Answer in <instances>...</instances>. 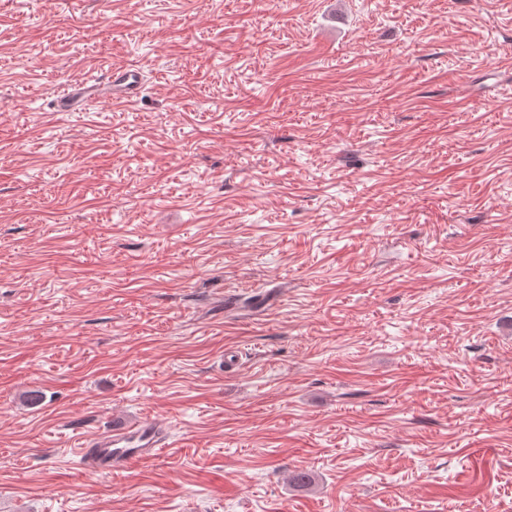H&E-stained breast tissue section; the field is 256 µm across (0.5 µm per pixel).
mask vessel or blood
Segmentation results:
<instances>
[{
  "mask_svg": "<svg viewBox=\"0 0 512 512\" xmlns=\"http://www.w3.org/2000/svg\"><path fill=\"white\" fill-rule=\"evenodd\" d=\"M142 80L140 70L126 68L102 75L92 84L70 85L59 93L55 109L81 112L98 98L114 107H130L139 99ZM167 446L165 427L147 418L130 426L109 429L84 448L83 453L95 468L109 471L152 458Z\"/></svg>",
  "mask_w": 512,
  "mask_h": 512,
  "instance_id": "vessel-or-blood-1",
  "label": "vessel or blood"
}]
</instances>
